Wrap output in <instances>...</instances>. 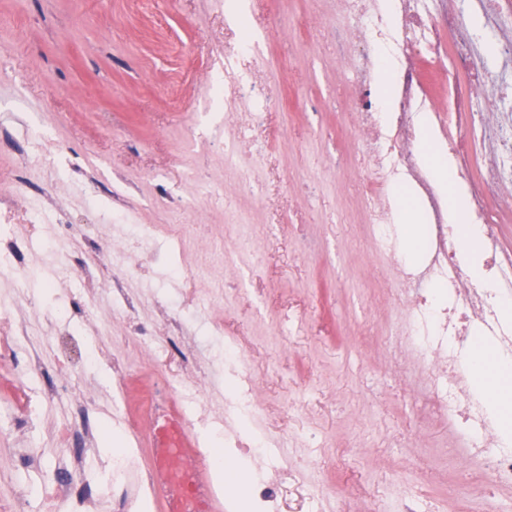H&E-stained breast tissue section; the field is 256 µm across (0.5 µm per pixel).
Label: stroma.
Listing matches in <instances>:
<instances>
[{"label":"stroma","instance_id":"obj_1","mask_svg":"<svg viewBox=\"0 0 512 512\" xmlns=\"http://www.w3.org/2000/svg\"><path fill=\"white\" fill-rule=\"evenodd\" d=\"M234 13L233 0H0V122L44 132L0 139V215L37 253L69 249L104 281L122 280L157 331L185 313L203 368L186 389L209 416H223L231 379L250 374L258 426L298 466L245 457L236 490L258 482L285 494L244 512H394L409 482L391 472L445 446L456 451L448 467L415 477L441 512H464L454 490L480 466L431 400L448 369L404 335L413 307L398 286L417 264L398 244L378 247L372 201L355 188L367 153L354 99L373 74L336 39L362 20L342 0H247L242 21ZM246 28L263 58L225 67ZM242 71V97L211 95ZM21 150L25 185L13 180ZM48 178L76 236L26 221ZM135 224L154 228L147 244ZM46 273L37 269L25 314L49 365L37 391L56 381L57 329L103 341L131 374L176 371L164 346L130 342L110 302L82 309L85 281L48 289ZM228 336L248 347L250 370L225 362ZM70 380L96 412L89 479L105 483V461L127 448L151 468L150 427L126 429L113 414L111 372L79 365ZM43 410L41 431L0 438V499L52 472L69 406L54 395Z\"/></svg>","mask_w":512,"mask_h":512}]
</instances>
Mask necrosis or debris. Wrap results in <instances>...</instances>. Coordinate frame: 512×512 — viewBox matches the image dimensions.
<instances>
[{"label": "necrosis or debris", "mask_w": 512, "mask_h": 512, "mask_svg": "<svg viewBox=\"0 0 512 512\" xmlns=\"http://www.w3.org/2000/svg\"><path fill=\"white\" fill-rule=\"evenodd\" d=\"M351 10L363 21L354 39L342 41L341 49L358 55L362 67H369L378 58L395 65L393 94L388 116L366 106L361 110L362 124L372 133L368 150L369 166L365 185L377 204L373 209V231L382 240L390 238V211L380 198L391 180H410L416 187L426 185L419 164L421 147L414 117L426 107L429 91L425 85L418 59L439 62L450 57L454 73L464 75L465 84L448 87V125L442 138L455 160L454 178L465 183L471 193L473 215L480 231V247L493 269L489 285L476 286L456 258L457 242L448 236V217L439 205H432L434 248L429 267L448 281V305L436 308L428 295L415 297V315L406 335L415 344L428 350H442L449 366H456L468 352L472 328H479L493 345L494 356L512 361V322L502 316V305L512 298V254L499 247L496 229L507 205L512 204L507 192L512 189V146L497 147L487 163L477 156L486 140L484 127L466 125L464 114L482 109L499 111L504 101L512 99V35L503 33L501 19L507 10L505 0H480L479 8L487 26L500 30L498 59L495 66L479 62L481 49L467 34L466 15L449 14L447 24H440L425 7L426 0H392L391 13H384L379 0H348ZM30 243H17L8 225H0V272L14 283L9 296L0 298V369L8 370L14 379L11 401L0 407V421H13L37 429L38 405L28 386L31 373L42 370L44 363L28 326L16 313L28 302L29 284L34 272L26 255ZM59 345L73 353L78 362L112 368V385L117 391L119 413L128 416H151L157 405L153 381L128 383L123 379L120 364L112 363L106 349L89 350L86 342L72 334L58 339ZM170 394L169 412L178 416L197 437H211L214 427L202 412L199 402L189 398L182 380L167 383ZM436 407L449 421H463L466 426L463 445L468 448L485 472L487 484L512 487V449L491 448L490 441L498 423L487 415L481 403L471 400L463 386L453 384L442 390ZM89 460L74 456L69 466L54 468L44 496L69 501L74 512H86L102 490H111L124 512L156 488L151 472L134 468L132 463L117 459L109 470L106 485L86 478Z\"/></svg>", "instance_id": "4bbe7bcc"}]
</instances>
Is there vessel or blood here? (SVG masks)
I'll return each instance as SVG.
<instances>
[{
	"label": "vessel or blood",
	"mask_w": 512,
	"mask_h": 512,
	"mask_svg": "<svg viewBox=\"0 0 512 512\" xmlns=\"http://www.w3.org/2000/svg\"><path fill=\"white\" fill-rule=\"evenodd\" d=\"M155 460L152 475L160 490L159 499L170 512H213L215 499L209 477L196 472L190 491H182L179 471L185 468L191 452V437L184 424L167 413H158L153 421Z\"/></svg>",
	"instance_id": "b4317fda"
}]
</instances>
